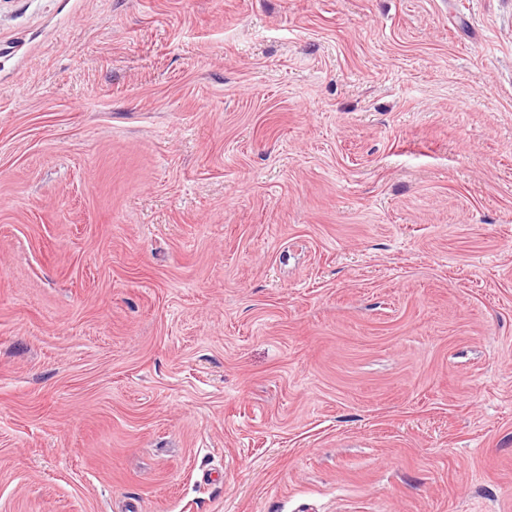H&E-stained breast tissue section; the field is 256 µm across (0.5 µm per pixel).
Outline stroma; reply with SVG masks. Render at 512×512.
<instances>
[{
    "label": "stroma",
    "instance_id": "stroma-1",
    "mask_svg": "<svg viewBox=\"0 0 512 512\" xmlns=\"http://www.w3.org/2000/svg\"><path fill=\"white\" fill-rule=\"evenodd\" d=\"M0 512H512V0H0Z\"/></svg>",
    "mask_w": 512,
    "mask_h": 512
}]
</instances>
